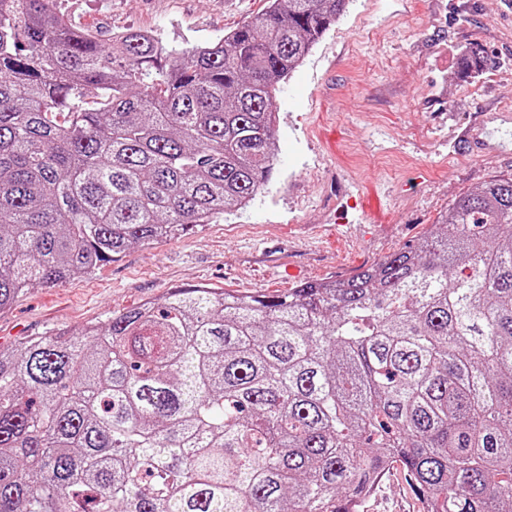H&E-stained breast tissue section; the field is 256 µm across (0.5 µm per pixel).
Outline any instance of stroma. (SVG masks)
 <instances>
[{
	"label": "stroma",
	"instance_id": "stroma-1",
	"mask_svg": "<svg viewBox=\"0 0 512 512\" xmlns=\"http://www.w3.org/2000/svg\"><path fill=\"white\" fill-rule=\"evenodd\" d=\"M268 0H59L101 40L127 29L206 46ZM278 164L243 211L134 246L94 273L24 290L0 346L86 324L176 288L277 294L346 278L422 243L449 202L512 176V0H351L274 99ZM485 150L469 155L467 133ZM363 512H421L393 466Z\"/></svg>",
	"mask_w": 512,
	"mask_h": 512
}]
</instances>
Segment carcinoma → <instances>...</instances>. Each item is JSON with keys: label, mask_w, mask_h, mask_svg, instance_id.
Segmentation results:
<instances>
[{"label": "carcinoma", "mask_w": 512, "mask_h": 512, "mask_svg": "<svg viewBox=\"0 0 512 512\" xmlns=\"http://www.w3.org/2000/svg\"><path fill=\"white\" fill-rule=\"evenodd\" d=\"M347 2L173 52L0 0V311L247 208L276 86ZM395 464L423 512H512V178L347 279L175 289L0 350V512H360Z\"/></svg>", "instance_id": "cac0c4a2"}]
</instances>
